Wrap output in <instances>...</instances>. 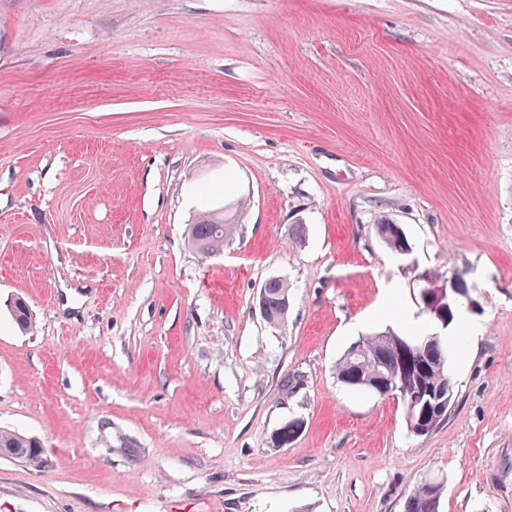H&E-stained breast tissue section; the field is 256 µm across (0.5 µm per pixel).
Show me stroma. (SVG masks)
I'll list each match as a JSON object with an SVG mask.
<instances>
[{"mask_svg":"<svg viewBox=\"0 0 512 512\" xmlns=\"http://www.w3.org/2000/svg\"><path fill=\"white\" fill-rule=\"evenodd\" d=\"M422 273L475 333L417 436L336 364ZM0 430V512H512V0H0ZM235 216H229L228 211L221 207L194 224H190L188 235L190 245L201 252L222 250L224 239L230 234L235 224ZM373 230L379 241L391 252H397L409 246L403 229L390 220H383L374 224ZM264 310L268 318L274 323L281 322L288 314L289 303L288 283L283 279L274 277L267 281L263 299ZM0 448H16L20 459L28 462L38 463L42 460V446L35 437L0 430ZM444 484L439 479H425L406 502L405 512H440Z\"/></svg>","mask_w":512,"mask_h":512,"instance_id":"obj_1","label":"stroma"}]
</instances>
